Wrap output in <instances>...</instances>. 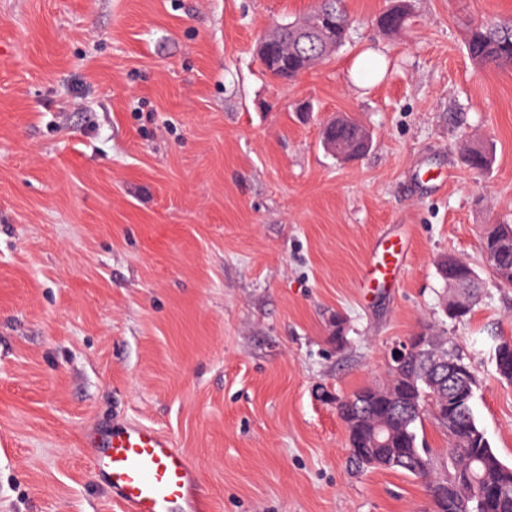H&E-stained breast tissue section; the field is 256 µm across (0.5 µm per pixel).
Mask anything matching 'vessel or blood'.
Listing matches in <instances>:
<instances>
[{
  "instance_id": "b4317fda",
  "label": "vessel or blood",
  "mask_w": 512,
  "mask_h": 512,
  "mask_svg": "<svg viewBox=\"0 0 512 512\" xmlns=\"http://www.w3.org/2000/svg\"><path fill=\"white\" fill-rule=\"evenodd\" d=\"M404 254V240L382 241L365 263L366 278L388 282ZM91 462L94 473L112 485L121 512H205L197 467L154 427L113 429L92 452Z\"/></svg>"
}]
</instances>
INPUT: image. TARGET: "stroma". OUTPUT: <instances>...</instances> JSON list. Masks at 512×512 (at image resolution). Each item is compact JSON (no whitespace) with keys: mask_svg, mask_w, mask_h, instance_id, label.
<instances>
[{"mask_svg":"<svg viewBox=\"0 0 512 512\" xmlns=\"http://www.w3.org/2000/svg\"><path fill=\"white\" fill-rule=\"evenodd\" d=\"M393 2L345 0L351 42L284 81L258 42L314 0H0V512H120L85 437L125 422L172 439L211 512H432L422 479L348 466L336 411L422 331L472 365L512 465V286L481 250L512 223V68L464 45L512 0H411L385 35ZM368 48L389 65L358 89ZM345 115L354 161L322 143ZM395 236L399 276L363 287ZM447 255L485 283L462 323ZM397 3L384 12L379 18L381 31L385 34L395 33L402 29L409 18V4L405 0ZM377 63V70L368 68L369 61ZM385 57L373 49H367L361 52L352 62L349 75L351 83L357 88H366L375 80L380 78L385 71ZM366 130L348 116L328 123L323 131V142L336 144V155L348 160L359 159L367 151L370 140ZM496 371L498 375L512 382V340L502 339L495 350Z\"/></svg>","mask_w":512,"mask_h":512,"instance_id":"1","label":"stroma"}]
</instances>
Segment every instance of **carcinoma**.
<instances>
[{
  "label": "carcinoma",
  "mask_w": 512,
  "mask_h": 512,
  "mask_svg": "<svg viewBox=\"0 0 512 512\" xmlns=\"http://www.w3.org/2000/svg\"><path fill=\"white\" fill-rule=\"evenodd\" d=\"M319 12L336 26V47L350 40L351 19L344 0H317L313 13ZM408 18L407 0H397L378 21L381 31L390 34L402 29ZM466 48L476 62L511 67L512 16L496 17L470 28ZM332 53L323 49L315 35L303 37L291 26L282 27L272 50V65L266 69L276 77L293 79ZM322 138L336 145V154L348 160L364 155L370 143L366 130L348 116L328 123ZM462 159L479 170L491 163L484 146L469 147ZM482 250L494 257L489 264L493 275L511 285L512 224L488 225L482 235ZM438 271L458 292L457 299L448 304L446 316L457 322L466 320L480 298L481 280L470 265L452 256L439 262ZM444 359L460 371L452 382L446 378L428 380L425 361L417 360L390 373L383 388L366 387L336 397V410L348 433L349 462L358 471L401 470L424 480L433 512H459L463 502L485 488L494 490L495 495L484 512H512V466L498 457L473 413L477 387L474 369L459 353L446 351ZM495 362L498 375L512 382L511 339L497 344ZM427 418L448 438L447 456L442 462L418 442L417 425Z\"/></svg>",
  "instance_id": "cac0c4a2"
}]
</instances>
